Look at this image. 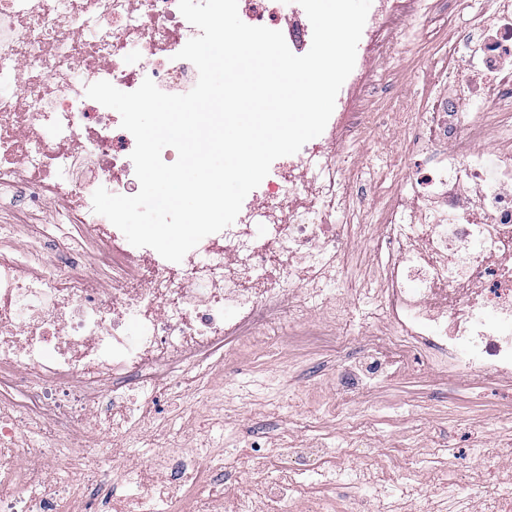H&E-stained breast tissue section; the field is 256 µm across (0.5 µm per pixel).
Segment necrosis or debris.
I'll list each match as a JSON object with an SVG mask.
<instances>
[{"label": "necrosis or debris", "instance_id": "obj_1", "mask_svg": "<svg viewBox=\"0 0 512 512\" xmlns=\"http://www.w3.org/2000/svg\"><path fill=\"white\" fill-rule=\"evenodd\" d=\"M238 13L281 28L294 54L312 43L297 0H238ZM197 34L178 0H0V197L26 199L0 221V512H64L67 489L41 461L75 424L102 438L134 435L156 407L158 376L178 387L186 367L231 354L241 337L265 346L292 323L341 313L331 291L353 235L332 217L350 200L339 174L358 129L341 120L363 67L342 85L322 139L276 159L234 223L181 262L132 246L94 213L97 188L132 196L138 179L133 135L87 86L131 92L148 78L173 94L192 88L198 71L177 54ZM509 59L505 9L467 47L448 48L416 142L428 164L387 196L370 238L382 263L380 315L395 334L369 341L355 383L401 373L415 354L512 381V151L482 147L491 135L512 140V72L499 74ZM485 101L494 119L477 112ZM49 207L53 223L28 221ZM331 452L322 439L275 449L287 461L275 484L280 512H352L356 497L334 495L338 474L318 488L301 480ZM82 456L88 512H175L188 496L196 512H257L249 498L226 499L235 471L223 455L200 459L187 442L135 463L99 442Z\"/></svg>", "mask_w": 512, "mask_h": 512}]
</instances>
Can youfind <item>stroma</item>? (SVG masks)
Returning <instances> with one entry per match:
<instances>
[{
    "label": "stroma",
    "instance_id": "stroma-1",
    "mask_svg": "<svg viewBox=\"0 0 512 512\" xmlns=\"http://www.w3.org/2000/svg\"><path fill=\"white\" fill-rule=\"evenodd\" d=\"M491 7L492 0H477L471 16L452 21L448 0H427L425 17L411 0H400L386 30L392 54L385 65L372 69L356 114L361 120L369 112L383 113L391 136L383 138L367 127L354 147L357 164L370 161L391 170L378 187L358 179L355 167L344 174L349 192L364 205L361 222H370L386 195L417 168L414 122L424 109L434 72L444 62L449 43L467 41ZM347 255L345 281L339 287L342 302L352 306L345 351L336 352L316 339L322 327L317 318L302 326L299 335L285 336L267 350L244 347L230 365L212 370L211 385L223 410H197L198 381L183 383L181 399L162 395L148 433L117 441V449L132 459L142 458L151 445L166 441L171 425L185 426L201 455L220 451L237 460L239 472L230 495L264 501L269 490L262 462L268 449L321 437L335 448L337 469L347 471L360 464L357 447L381 448L385 454L374 462L370 484L358 486L355 493L366 501L367 512H385L388 497L398 492L385 471L444 447L452 449L463 469L469 495L479 496L483 481L495 480L512 497V475L502 467L512 456V384L474 380L465 371L451 373L415 357L396 379L366 389L338 385L337 374L350 360L366 355L368 340L393 333L391 325L374 317L362 296L373 284L372 253L356 240ZM335 400L342 405L337 416L328 411ZM480 445L494 448V455L474 459L470 450Z\"/></svg>",
    "mask_w": 512,
    "mask_h": 512
}]
</instances>
